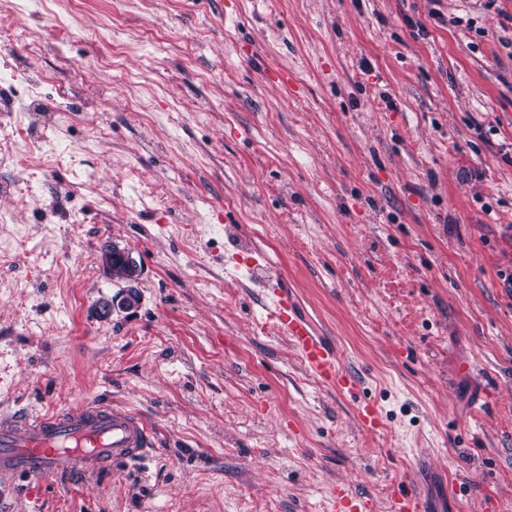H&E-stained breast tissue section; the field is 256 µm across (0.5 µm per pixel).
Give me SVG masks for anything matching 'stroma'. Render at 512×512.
Instances as JSON below:
<instances>
[{"label":"stroma","mask_w":512,"mask_h":512,"mask_svg":"<svg viewBox=\"0 0 512 512\" xmlns=\"http://www.w3.org/2000/svg\"><path fill=\"white\" fill-rule=\"evenodd\" d=\"M512 0H0V416L155 444L0 512H512ZM142 268L120 291L109 243ZM262 254L382 415L259 331ZM103 264L109 274H113L117 268H122V279L126 283V289L118 296L105 300L99 308L101 315L112 314V309L131 310L139 304L140 295L137 284L142 270L132 252L117 244H112L103 253ZM390 511L427 512L425 510L424 500L421 498L412 482L403 485L393 494L390 501ZM332 511L343 512L349 503L355 502L354 506L360 510H371L368 500L357 498L346 485H338L331 491Z\"/></svg>","instance_id":"stroma-1"}]
</instances>
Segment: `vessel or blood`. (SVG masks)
<instances>
[{
  "mask_svg": "<svg viewBox=\"0 0 512 512\" xmlns=\"http://www.w3.org/2000/svg\"><path fill=\"white\" fill-rule=\"evenodd\" d=\"M262 326L284 336L304 365L329 390L353 394L359 379L348 372L337 347L319 336L302 314L283 282L267 291ZM150 445L141 419L92 399L83 405L45 415L0 418V477L47 479L58 471L111 470L112 466L143 456ZM333 512L355 504L367 512L369 503L355 498L349 487L331 491ZM391 512H426L414 484L403 485L390 501Z\"/></svg>",
  "mask_w": 512,
  "mask_h": 512,
  "instance_id": "b4317fda",
  "label": "vessel or blood"
}]
</instances>
